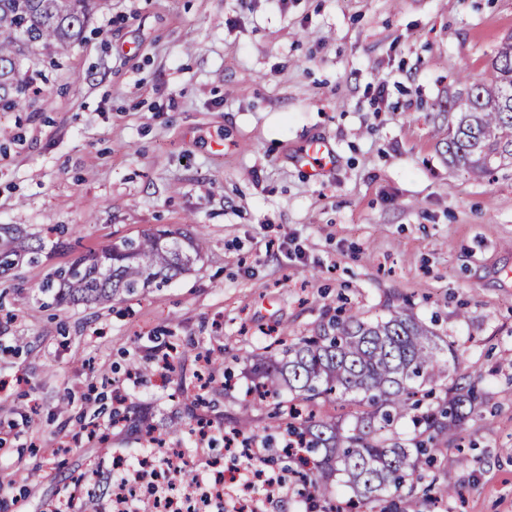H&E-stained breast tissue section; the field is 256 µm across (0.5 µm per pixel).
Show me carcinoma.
<instances>
[{
    "mask_svg": "<svg viewBox=\"0 0 512 512\" xmlns=\"http://www.w3.org/2000/svg\"><path fill=\"white\" fill-rule=\"evenodd\" d=\"M95 0H0V110L27 102L30 83L19 64L31 56L52 67L83 39ZM512 34L494 50L486 77L467 80L448 99L456 114L445 138L448 162L479 176L496 161L512 157ZM203 226L191 231L163 229L123 238L51 270L40 292L57 304H107L146 288H163L200 257ZM44 243L26 244L20 230L0 225V274L42 260ZM453 345L405 308L368 319L348 309L314 336L284 344L253 365L258 410L267 412L264 443L272 458H286L299 476L311 512L332 493L333 482L354 494L346 507L398 512L446 499L456 490L425 482L437 455L460 467L468 458L431 448L438 437L459 429L478 399L475 386H460L438 353ZM451 392L441 397L436 389ZM352 396L362 408L349 426L321 405ZM288 400H283V397ZM418 434L404 443L399 424L409 411Z\"/></svg>",
    "mask_w": 512,
    "mask_h": 512,
    "instance_id": "obj_1",
    "label": "carcinoma"
}]
</instances>
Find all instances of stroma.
Instances as JSON below:
<instances>
[{
  "instance_id": "1",
  "label": "stroma",
  "mask_w": 512,
  "mask_h": 512,
  "mask_svg": "<svg viewBox=\"0 0 512 512\" xmlns=\"http://www.w3.org/2000/svg\"><path fill=\"white\" fill-rule=\"evenodd\" d=\"M59 67L24 61L36 92L0 111V224L52 247L0 275V512H107L112 460L155 435L206 479L223 438L190 433L206 355L223 358L206 418L235 427L250 366L278 335L317 334L343 307L412 308L458 352L480 396L446 512H512V159L476 177L440 130L462 78L489 71L512 0H103ZM328 141L313 178L298 157ZM204 227L169 287L44 308L48 272L166 225ZM66 247H54L53 227ZM165 376L126 377L169 348Z\"/></svg>"
}]
</instances>
